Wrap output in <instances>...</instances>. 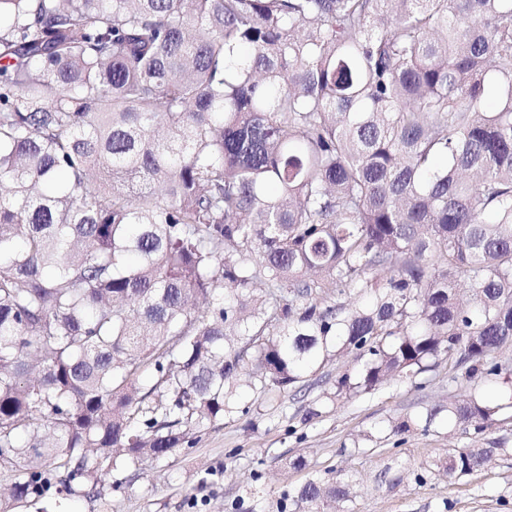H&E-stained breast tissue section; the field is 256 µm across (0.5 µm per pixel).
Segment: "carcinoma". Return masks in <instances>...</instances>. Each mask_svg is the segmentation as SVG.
<instances>
[{
    "instance_id": "cac0c4a2",
    "label": "carcinoma",
    "mask_w": 512,
    "mask_h": 512,
    "mask_svg": "<svg viewBox=\"0 0 512 512\" xmlns=\"http://www.w3.org/2000/svg\"><path fill=\"white\" fill-rule=\"evenodd\" d=\"M2 185L0 512L350 354L304 421L443 363L448 424L512 419V0H0Z\"/></svg>"
}]
</instances>
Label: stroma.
I'll use <instances>...</instances> for the list:
<instances>
[{
	"instance_id": "obj_1",
	"label": "stroma",
	"mask_w": 512,
	"mask_h": 512,
	"mask_svg": "<svg viewBox=\"0 0 512 512\" xmlns=\"http://www.w3.org/2000/svg\"><path fill=\"white\" fill-rule=\"evenodd\" d=\"M447 368L421 380H393L374 394L328 404L321 417L303 422L312 394L297 390L269 393L248 416H234L193 432L192 443L163 460L143 461L136 478L115 486V473L103 471L101 496L77 494L62 505L43 499L19 512H276L283 492L311 475L341 469L359 486V512H512V457L462 480L439 477L419 484L423 464L447 449L471 441L485 446L512 434V423L486 430L477 439L449 431L443 407L459 393ZM440 413L429 430L406 434L395 444L390 424ZM362 451L351 454L354 445ZM304 456V469L290 461ZM264 476L253 481V469Z\"/></svg>"
}]
</instances>
